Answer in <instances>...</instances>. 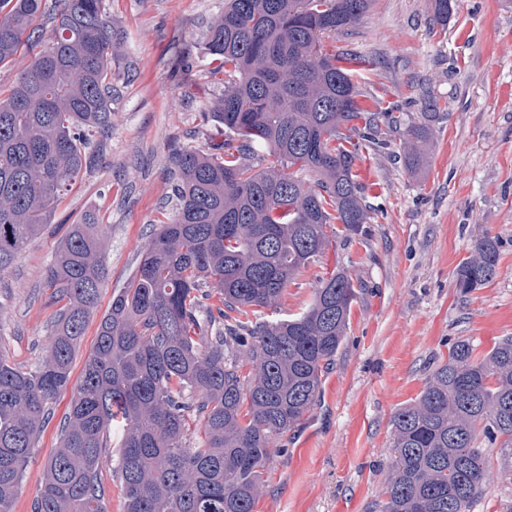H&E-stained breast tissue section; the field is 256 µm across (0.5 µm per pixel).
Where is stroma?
<instances>
[{
  "label": "stroma",
  "instance_id": "stroma-1",
  "mask_svg": "<svg viewBox=\"0 0 512 512\" xmlns=\"http://www.w3.org/2000/svg\"><path fill=\"white\" fill-rule=\"evenodd\" d=\"M106 9L132 63L116 81L112 130L93 143L92 167L59 201L42 236L0 272V356L26 370L48 342L57 306L45 272L67 225L88 213L106 225V277L74 358L75 381L99 314L125 286L151 230L173 213L170 141L208 153L224 140L208 114L224 77L201 51L224 0H106ZM325 45L364 57L350 75L365 109L414 119L433 100L443 117L419 172L400 161L399 135L389 134L388 149L361 151L354 169L368 223L359 235H332L276 310L261 312L265 319L302 312L318 278L339 268L356 289L320 398L277 439L283 452L263 475L254 512H380L393 471L395 412L418 398L451 343L470 342L480 357L512 337V0H457L444 26L427 0H372L351 31ZM485 234L499 245L497 275L460 293L456 270ZM71 398L68 389L57 395L14 512H30ZM477 445L491 478L473 512H512V443Z\"/></svg>",
  "mask_w": 512,
  "mask_h": 512
}]
</instances>
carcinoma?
Returning <instances> with one entry per match:
<instances>
[{
  "label": "carcinoma",
  "instance_id": "carcinoma-1",
  "mask_svg": "<svg viewBox=\"0 0 512 512\" xmlns=\"http://www.w3.org/2000/svg\"><path fill=\"white\" fill-rule=\"evenodd\" d=\"M370 4L224 0L202 51L229 76L212 112L228 140L209 154L171 147L172 218L154 229L100 319L31 512H107L102 467L116 426L111 476L122 512H254L261 475L281 452L275 440L318 401L356 291L338 270L319 280L299 315L250 327L224 317L276 308L325 250L328 227L361 233L370 216L353 167L361 146L386 148L381 127L401 133L404 164L416 171L440 118L433 101L407 125L362 109L348 69L361 60L327 52L324 38L358 23ZM455 6L429 0L441 25ZM121 42L105 0H0V66L23 46L32 53L0 93L1 272L92 166L90 136L110 132L114 81L130 68ZM260 148L269 160L257 170L246 157ZM105 247L94 215L69 225L45 274L60 307L44 354L26 371L0 357V512H13L26 463L71 380L98 306ZM498 262L496 239H476L456 287L492 282ZM473 351L451 344L418 400L392 417L395 462L382 512H472L488 486L476 440L512 443V338L480 360Z\"/></svg>",
  "mask_w": 512,
  "mask_h": 512
}]
</instances>
